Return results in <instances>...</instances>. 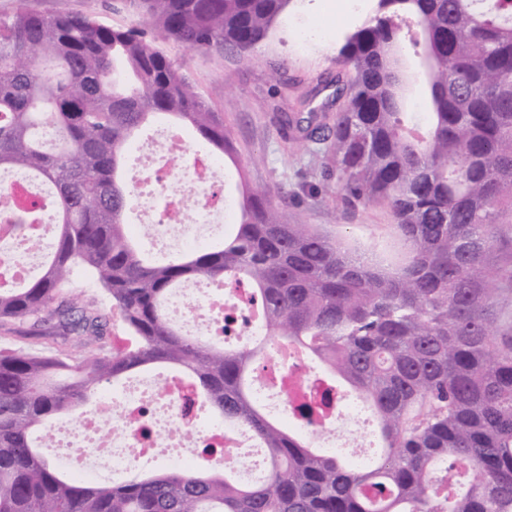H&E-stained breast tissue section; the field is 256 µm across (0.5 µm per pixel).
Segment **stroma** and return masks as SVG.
Here are the masks:
<instances>
[{
    "label": "stroma",
    "mask_w": 512,
    "mask_h": 512,
    "mask_svg": "<svg viewBox=\"0 0 512 512\" xmlns=\"http://www.w3.org/2000/svg\"><path fill=\"white\" fill-rule=\"evenodd\" d=\"M374 0H292L252 58L236 53H190L167 44L185 62L197 92L232 132L238 160L225 163L217 191L236 210L241 182L284 188L281 208L288 222L315 224L345 245L381 251L391 243L388 208L370 202L349 208L335 181L325 180L326 147L306 140L284 141L273 118L305 112L320 102L319 89L341 69L336 63L348 35L371 16ZM43 15H94L115 26L134 24L132 15L112 10V0H27Z\"/></svg>",
    "instance_id": "1"
}]
</instances>
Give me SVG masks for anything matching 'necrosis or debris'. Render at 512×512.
<instances>
[{
	"label": "necrosis or debris",
	"mask_w": 512,
	"mask_h": 512,
	"mask_svg": "<svg viewBox=\"0 0 512 512\" xmlns=\"http://www.w3.org/2000/svg\"><path fill=\"white\" fill-rule=\"evenodd\" d=\"M131 149L146 158L132 177L134 205L144 218L135 227L137 234L165 255L223 236L224 210L205 193L207 186L223 177V159L198 152L181 169L166 166V157L183 153L185 145L174 130L163 126L150 144L135 143ZM42 194L26 173L0 172V216L23 208L30 198ZM51 226L48 218L38 225L42 244L38 250L29 247L22 231L0 234V288L19 284L41 268L53 243ZM247 294L243 287L211 294L200 286L185 285L172 292L166 310L195 335L211 341L249 343L261 337L262 329L255 321L247 326L242 323L247 314L243 307ZM326 387L323 376L300 353L278 342L272 347L255 396L270 414L296 425L313 447L346 451L356 465L370 462L366 436L353 438L338 427L343 420H363L364 411L357 400L333 404L314 423L301 421L296 415L299 405L319 404ZM191 399L190 389L171 375L158 383L142 378L126 381L101 394L95 412L73 423L54 425L53 448L61 460L82 455L117 477L137 465L160 459L183 469L192 468L194 458L170 443L173 436L180 435L189 440L191 447L213 449L214 462L241 480H259L265 471V459L256 450L249 430L221 422L200 428L197 414L186 411ZM107 417L112 420L108 431L102 427Z\"/></svg>",
	"instance_id": "obj_1"
}]
</instances>
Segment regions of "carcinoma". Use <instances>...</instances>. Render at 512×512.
Returning <instances> with one entry per match:
<instances>
[{
    "instance_id": "1",
    "label": "carcinoma",
    "mask_w": 512,
    "mask_h": 512,
    "mask_svg": "<svg viewBox=\"0 0 512 512\" xmlns=\"http://www.w3.org/2000/svg\"><path fill=\"white\" fill-rule=\"evenodd\" d=\"M292 0H113L148 25L0 13V169L49 190L57 226L40 276L0 288V323L30 326L58 353L0 348V512H512V0H378L337 63L351 72L333 123L276 117L327 144L345 202L382 201L406 248L388 262L310 224H290L281 188L247 186L214 245L161 259L128 231L123 154L162 116L236 153L164 46L249 59ZM432 61L430 105L403 112L399 35ZM32 206L13 228L43 221ZM101 288L125 332L106 351L96 302L67 297L73 270ZM244 282L263 336L233 348L183 332L164 303L180 285ZM296 345L376 417L366 466L283 430L253 383L277 341ZM159 366L190 381L224 422L247 428L267 474L143 470L99 484L53 468L54 419Z\"/></svg>"
}]
</instances>
